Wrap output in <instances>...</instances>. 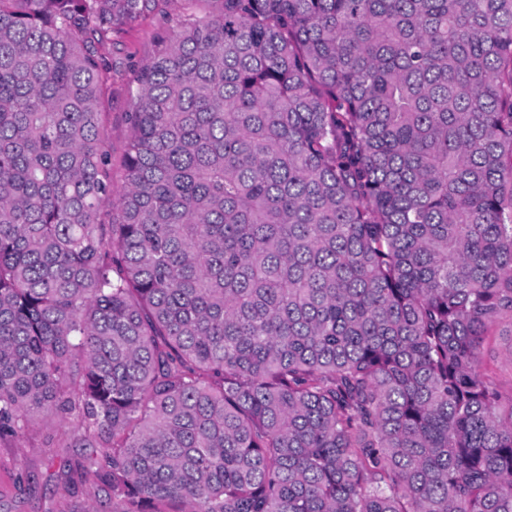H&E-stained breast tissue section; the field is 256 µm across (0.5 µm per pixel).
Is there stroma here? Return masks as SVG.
<instances>
[{
    "instance_id": "1",
    "label": "stroma",
    "mask_w": 512,
    "mask_h": 512,
    "mask_svg": "<svg viewBox=\"0 0 512 512\" xmlns=\"http://www.w3.org/2000/svg\"><path fill=\"white\" fill-rule=\"evenodd\" d=\"M181 11V0H168L163 13L114 28L100 48L113 64L112 98L101 123L112 154L115 190L126 184L124 158L130 136L126 86L151 56L158 35ZM484 363L503 390L512 389V322L505 320L489 329ZM76 433L74 425L51 423L24 440L0 439V512H112L111 502L96 486L100 449L77 442L68 448L57 444L61 435Z\"/></svg>"
}]
</instances>
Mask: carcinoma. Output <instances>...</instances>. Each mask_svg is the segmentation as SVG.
I'll return each instance as SVG.
<instances>
[{
  "label": "carcinoma",
  "instance_id": "carcinoma-1",
  "mask_svg": "<svg viewBox=\"0 0 512 512\" xmlns=\"http://www.w3.org/2000/svg\"><path fill=\"white\" fill-rule=\"evenodd\" d=\"M0 0V438L112 512H512V0ZM182 12V2L171 0L164 13L153 14L112 30L109 39L100 47L107 61L112 62L110 83L112 98L107 112L101 115L104 140L112 154V184L120 191L126 184L124 158L130 129L126 120L128 100L126 86L134 73L151 56L157 36L172 24V19ZM484 363L489 374L504 391L512 388V325L504 320L488 330Z\"/></svg>",
  "mask_w": 512,
  "mask_h": 512
}]
</instances>
